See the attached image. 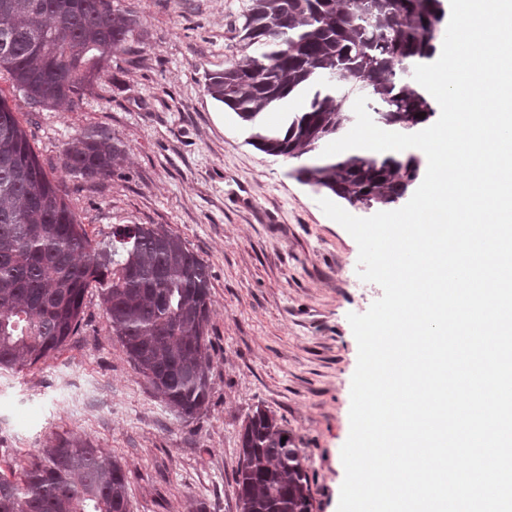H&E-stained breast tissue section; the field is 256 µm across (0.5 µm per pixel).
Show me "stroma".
<instances>
[{"mask_svg":"<svg viewBox=\"0 0 512 512\" xmlns=\"http://www.w3.org/2000/svg\"><path fill=\"white\" fill-rule=\"evenodd\" d=\"M147 31L142 60L112 68L82 109L31 111L7 74L0 90L46 169L64 181L93 245L116 224L173 230L210 271L211 391L178 416L113 337L96 290L79 335L49 359L0 373V465L57 438L81 437L121 462L129 512H240L239 434L257 409L293 435L311 512H338L358 345L347 316L383 291L358 274V245L291 177L294 161L248 142L204 91L242 58L251 0H131ZM102 126L123 167L91 187L65 174L71 138Z\"/></svg>","mask_w":512,"mask_h":512,"instance_id":"stroma-1","label":"stroma"}]
</instances>
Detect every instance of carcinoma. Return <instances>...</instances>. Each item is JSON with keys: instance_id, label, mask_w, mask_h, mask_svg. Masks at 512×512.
<instances>
[{"instance_id": "1", "label": "carcinoma", "mask_w": 512, "mask_h": 512, "mask_svg": "<svg viewBox=\"0 0 512 512\" xmlns=\"http://www.w3.org/2000/svg\"><path fill=\"white\" fill-rule=\"evenodd\" d=\"M239 32L244 56L209 75L207 94L251 130L250 143L298 160V182L349 205L390 208L418 180L423 160L321 156L353 123L361 87L378 122L416 133L435 115L406 72L436 53L441 0H252ZM144 29L123 0H0V72L31 108H82L112 55L138 60ZM288 102L283 126L263 111ZM125 162L105 127L73 138L62 168L95 186ZM98 291L112 334L135 369L184 418L207 403L210 383L207 264L175 232L124 224L112 247L92 246L61 183L40 162L0 95V371H21L61 349ZM286 441H281V438ZM240 512H310L308 478L290 432L265 411L242 426ZM121 463L86 439L58 438L0 474V512H128Z\"/></svg>"}]
</instances>
